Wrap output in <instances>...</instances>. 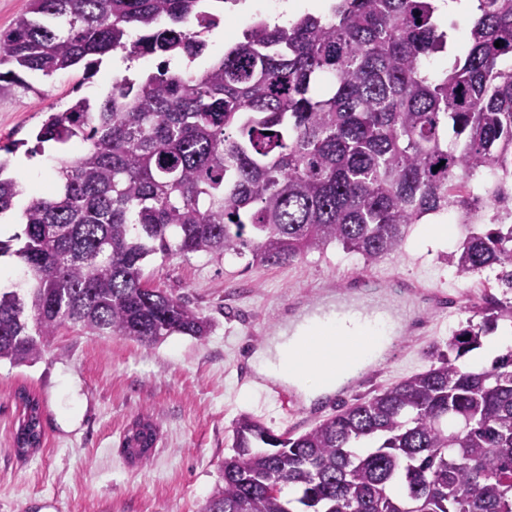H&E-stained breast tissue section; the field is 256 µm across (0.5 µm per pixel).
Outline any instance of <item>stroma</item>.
<instances>
[{
  "label": "stroma",
  "instance_id": "1",
  "mask_svg": "<svg viewBox=\"0 0 512 512\" xmlns=\"http://www.w3.org/2000/svg\"><path fill=\"white\" fill-rule=\"evenodd\" d=\"M26 87L0 98V144L21 142L25 157L46 111L65 110L72 100L97 101L112 88L114 73L100 66L90 82L75 70L45 78L25 73ZM58 154L45 150L27 169L8 166L26 193L50 188ZM450 225L447 241L432 242L424 225H412L401 247L368 265L332 245L287 265L266 266L231 254L154 255L144 265L150 286L182 298L210 318L205 339L175 334L145 347L126 336H90L76 327L59 332L31 366L0 363V512H199L221 479L220 465L232 453V429L244 415L275 432L300 435L317 425L302 397L294 408L278 399L276 383L258 387L240 381L238 370L276 328L297 310L356 273L376 288L394 289L408 278L445 285L460 296L453 314L420 304L428 334L408 328L401 338L410 362L388 364L373 386L354 392L360 400L429 369L428 351L445 347L467 323H480L484 276H460L448 256L482 224ZM26 391L38 399L43 445L27 457L14 451L13 436ZM140 417L152 420L158 440L146 459L122 453L126 430Z\"/></svg>",
  "mask_w": 512,
  "mask_h": 512
}]
</instances>
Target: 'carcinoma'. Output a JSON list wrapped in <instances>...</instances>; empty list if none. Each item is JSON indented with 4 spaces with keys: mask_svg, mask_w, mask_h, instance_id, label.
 Wrapping results in <instances>:
<instances>
[{
    "mask_svg": "<svg viewBox=\"0 0 512 512\" xmlns=\"http://www.w3.org/2000/svg\"><path fill=\"white\" fill-rule=\"evenodd\" d=\"M224 2L30 0L0 32V97L29 88L22 71L81 68L88 81L111 52L134 59L135 32L160 58L36 132L37 148L86 147L56 167L55 191L32 195L23 234L0 240V256L23 264V285L0 290V361L36 363L68 325L146 346L209 335L207 317L144 280L150 256L248 250L282 265L334 243L369 265L431 214L492 225L449 263L495 268L512 289V0H475L470 39L440 75L427 67L448 49L442 0H333L287 26L261 18L208 67L170 70ZM22 193L0 177V214ZM481 314L428 370L297 437L239 420L199 512H512V347L488 368L461 362L512 323V300ZM22 401L25 457L44 432L38 402ZM155 441L139 419L123 453L139 460Z\"/></svg>",
    "mask_w": 512,
    "mask_h": 512,
    "instance_id": "1",
    "label": "carcinoma"
}]
</instances>
